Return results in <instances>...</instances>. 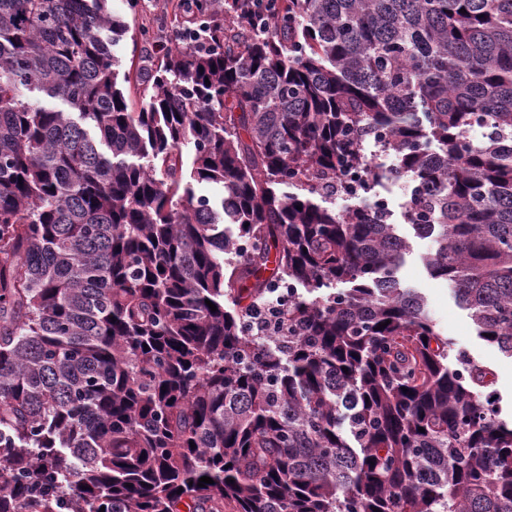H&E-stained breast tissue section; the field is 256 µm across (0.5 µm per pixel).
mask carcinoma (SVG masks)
<instances>
[{"label": "carcinoma", "instance_id": "1", "mask_svg": "<svg viewBox=\"0 0 512 512\" xmlns=\"http://www.w3.org/2000/svg\"><path fill=\"white\" fill-rule=\"evenodd\" d=\"M195 9L140 30L136 111L108 0H0V512H512L493 373L390 214L326 205L414 180L429 274L512 357V0ZM399 195L392 196L391 211L393 222L400 224L401 233L408 236L412 243V253L407 256L399 277L404 288H413L421 293L426 301L429 315L443 336H448L457 351L465 352L474 362L489 368L495 377L494 388L498 399L497 406L501 416L510 420L512 416V358L506 356L497 347L488 344L476 336L475 327L455 298L452 286L445 280L432 278L424 265L423 257L432 248L430 239L414 236L411 227L402 217L403 204Z\"/></svg>", "mask_w": 512, "mask_h": 512}]
</instances>
